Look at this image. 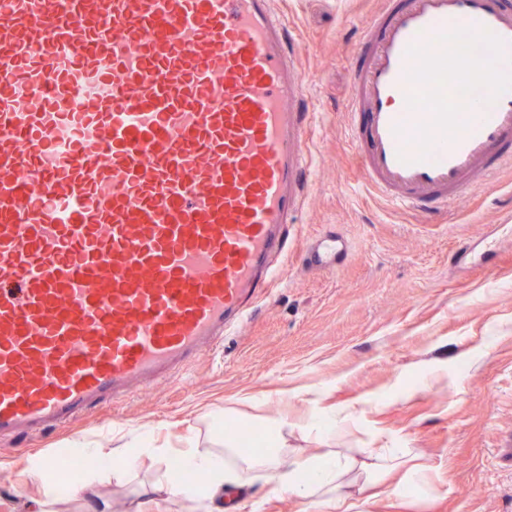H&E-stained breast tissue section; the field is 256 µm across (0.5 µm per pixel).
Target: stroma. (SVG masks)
<instances>
[{
	"instance_id": "1",
	"label": "stroma",
	"mask_w": 512,
	"mask_h": 512,
	"mask_svg": "<svg viewBox=\"0 0 512 512\" xmlns=\"http://www.w3.org/2000/svg\"><path fill=\"white\" fill-rule=\"evenodd\" d=\"M381 0H276L304 36L300 73L313 114L314 175L291 224L284 274L250 320L202 356L177 382L134 393L46 438L0 445V512H36L42 484L34 456L83 442L107 444L140 426L179 445L214 446V426L282 421L281 454L310 457L344 448H406L423 461L430 494L378 485L379 512H512V167L428 219L366 188L348 140L343 107L352 51ZM350 243L341 267L309 270L302 255L323 230ZM508 244L456 267L460 242ZM345 407L335 435L306 417ZM165 464L139 456L121 475L76 476L54 512H82L90 494L112 512H191L166 490ZM160 484L151 507L143 485ZM239 512H332L257 480Z\"/></svg>"
}]
</instances>
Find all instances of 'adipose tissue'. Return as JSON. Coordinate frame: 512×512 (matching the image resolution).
Segmentation results:
<instances>
[{
    "label": "adipose tissue",
    "mask_w": 512,
    "mask_h": 512,
    "mask_svg": "<svg viewBox=\"0 0 512 512\" xmlns=\"http://www.w3.org/2000/svg\"><path fill=\"white\" fill-rule=\"evenodd\" d=\"M281 428L279 420L263 422L262 429L268 436L269 448L259 458L241 455L231 439L225 440L220 451H202L195 443H188L186 448L175 454L184 467L202 471L206 482L200 487L179 486L178 495L196 502L202 512H238L241 497L252 485L257 472L261 471L276 491L302 500L326 499L334 512H367L369 502L357 495V486L380 472L391 470L393 462L407 454L403 448H366L358 457L339 451L295 461L284 467L278 460ZM136 448L163 462L173 454L170 449L160 446L147 431L135 433L131 442L95 449L94 454L104 468L118 474L131 467L134 461L132 451Z\"/></svg>",
    "instance_id": "1"
}]
</instances>
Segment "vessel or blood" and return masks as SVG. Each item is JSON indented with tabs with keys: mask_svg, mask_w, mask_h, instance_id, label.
<instances>
[{
	"mask_svg": "<svg viewBox=\"0 0 512 512\" xmlns=\"http://www.w3.org/2000/svg\"><path fill=\"white\" fill-rule=\"evenodd\" d=\"M299 54L274 0H0V440L176 380L274 286L310 172ZM346 112L392 204L487 185L512 164V0H384ZM348 255L323 233L306 262Z\"/></svg>",
	"mask_w": 512,
	"mask_h": 512,
	"instance_id": "1",
	"label": "vessel or blood"
}]
</instances>
